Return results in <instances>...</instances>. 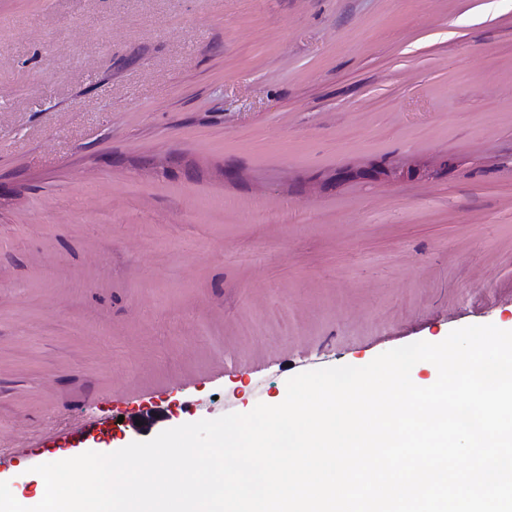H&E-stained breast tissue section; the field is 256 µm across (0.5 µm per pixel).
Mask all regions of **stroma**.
Instances as JSON below:
<instances>
[{
  "label": "stroma",
  "mask_w": 512,
  "mask_h": 512,
  "mask_svg": "<svg viewBox=\"0 0 512 512\" xmlns=\"http://www.w3.org/2000/svg\"><path fill=\"white\" fill-rule=\"evenodd\" d=\"M484 324L512 328V0H0L12 490L39 444Z\"/></svg>",
  "instance_id": "1"
}]
</instances>
